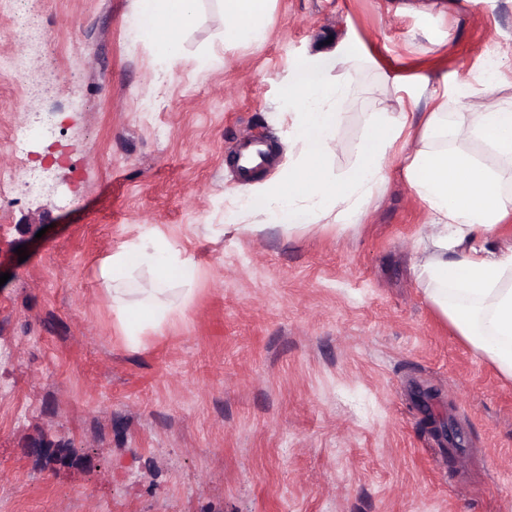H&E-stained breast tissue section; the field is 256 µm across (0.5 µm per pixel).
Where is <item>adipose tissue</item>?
I'll return each instance as SVG.
<instances>
[{"mask_svg": "<svg viewBox=\"0 0 512 512\" xmlns=\"http://www.w3.org/2000/svg\"><path fill=\"white\" fill-rule=\"evenodd\" d=\"M268 3L223 0L225 44L261 39ZM196 7L197 0H138L145 33L159 38L169 60L178 56L176 30L193 24ZM331 63L340 67V76L327 78L319 67L305 64L288 84L285 98L297 108L288 130L296 156L276 183L242 198L241 210L256 218L243 225V232L271 225L307 228L331 213L356 223L383 179L387 157L397 142H404V175L430 217L416 243L418 283L455 334L512 380V248L497 244L505 220L512 218V195L504 189L512 181V98L482 91L453 122L443 112L375 114L355 165L336 176L328 166L354 56L343 48ZM442 138L449 139L448 147H438ZM472 142L486 146L493 162L467 151ZM138 267L151 276L129 288L130 274ZM196 272L192 257L151 236L99 264L97 277L112 297L130 348L140 346L145 328H160L157 312L171 281L191 284Z\"/></svg>", "mask_w": 512, "mask_h": 512, "instance_id": "adipose-tissue-1", "label": "adipose tissue"}]
</instances>
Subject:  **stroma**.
<instances>
[{
	"label": "stroma",
	"instance_id": "1",
	"mask_svg": "<svg viewBox=\"0 0 512 512\" xmlns=\"http://www.w3.org/2000/svg\"><path fill=\"white\" fill-rule=\"evenodd\" d=\"M18 10L53 62L8 38ZM264 24L225 45L223 8L200 0L172 63L138 0H0V512H512V381L416 281L428 214L403 157L355 225L226 219L293 161L282 89L299 63L332 46L362 60L340 174L370 115L430 111L428 85L449 83L459 116L512 46V0H270ZM43 115L55 142L15 153L13 129ZM246 132L274 147L249 179L230 160ZM148 234L197 276L133 350L95 271ZM428 416L473 459L456 484Z\"/></svg>",
	"mask_w": 512,
	"mask_h": 512
}]
</instances>
